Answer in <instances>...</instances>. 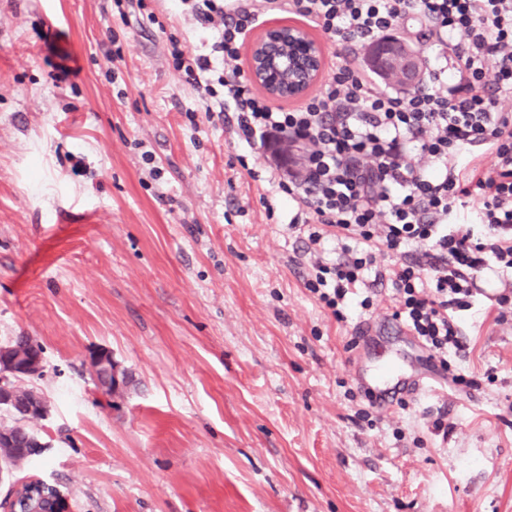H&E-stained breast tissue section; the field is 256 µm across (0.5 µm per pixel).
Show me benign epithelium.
<instances>
[{"instance_id":"benign-epithelium-1","label":"benign epithelium","mask_w":512,"mask_h":512,"mask_svg":"<svg viewBox=\"0 0 512 512\" xmlns=\"http://www.w3.org/2000/svg\"><path fill=\"white\" fill-rule=\"evenodd\" d=\"M367 64L379 76L406 91L417 89L423 76L420 54L390 38L371 42L365 52ZM325 68L321 43L307 28L286 18H272L249 46V74L254 84L275 100L301 101L319 82ZM91 366L100 372L112 393L126 384V373L107 350L91 355ZM42 360L32 365L9 363L0 367V405H7L17 382L41 372Z\"/></svg>"}]
</instances>
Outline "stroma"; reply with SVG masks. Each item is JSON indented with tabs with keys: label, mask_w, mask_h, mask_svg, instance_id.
<instances>
[{
	"label": "stroma",
	"mask_w": 512,
	"mask_h": 512,
	"mask_svg": "<svg viewBox=\"0 0 512 512\" xmlns=\"http://www.w3.org/2000/svg\"><path fill=\"white\" fill-rule=\"evenodd\" d=\"M171 34L214 38L172 0H0V344L42 346L24 385L50 407L0 500L36 477L68 512H512V313L466 322L448 365L473 387L363 420L355 374L422 370L393 291L339 321L306 290L270 152L173 70ZM100 349L128 374L109 399Z\"/></svg>",
	"instance_id": "35a3bbf8"
}]
</instances>
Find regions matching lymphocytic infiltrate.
I'll use <instances>...</instances> for the list:
<instances>
[{"label":"lymphocytic infiltrate","instance_id":"1","mask_svg":"<svg viewBox=\"0 0 512 512\" xmlns=\"http://www.w3.org/2000/svg\"><path fill=\"white\" fill-rule=\"evenodd\" d=\"M177 11L216 29L211 56H190L170 37L173 69L224 90L220 111L246 146H302L280 170L278 190L305 235V288L336 318L372 305L390 285L399 321L440 367L462 350L461 326L476 308L512 306V0H175ZM268 16L294 17L340 43L317 92L273 105L242 74L241 49ZM414 21L449 75L398 97L380 90L352 47ZM470 209L469 223L457 211ZM424 246L416 254L415 246ZM393 258L382 265L378 254ZM365 290L357 298V290Z\"/></svg>","mask_w":512,"mask_h":512}]
</instances>
